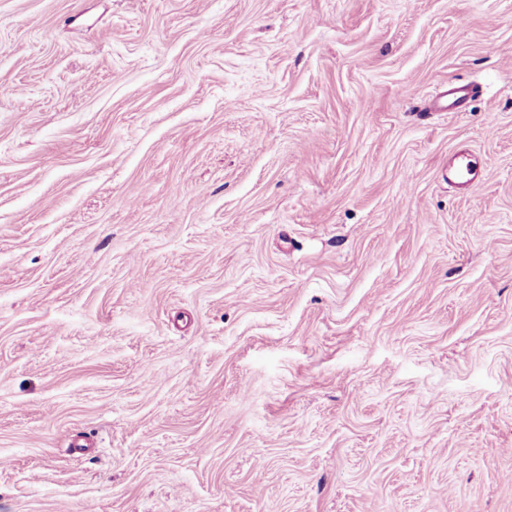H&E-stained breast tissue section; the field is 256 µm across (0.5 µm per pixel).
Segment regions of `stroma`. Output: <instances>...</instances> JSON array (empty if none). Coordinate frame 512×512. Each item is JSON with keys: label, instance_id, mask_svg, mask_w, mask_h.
<instances>
[{"label": "stroma", "instance_id": "1", "mask_svg": "<svg viewBox=\"0 0 512 512\" xmlns=\"http://www.w3.org/2000/svg\"><path fill=\"white\" fill-rule=\"evenodd\" d=\"M1 87L0 512H512V0H0ZM476 88L471 84H448L442 96L434 98L428 105L430 112H466ZM482 172L483 167L472 152L458 153L448 163V181L459 186L475 188Z\"/></svg>", "mask_w": 512, "mask_h": 512}]
</instances>
